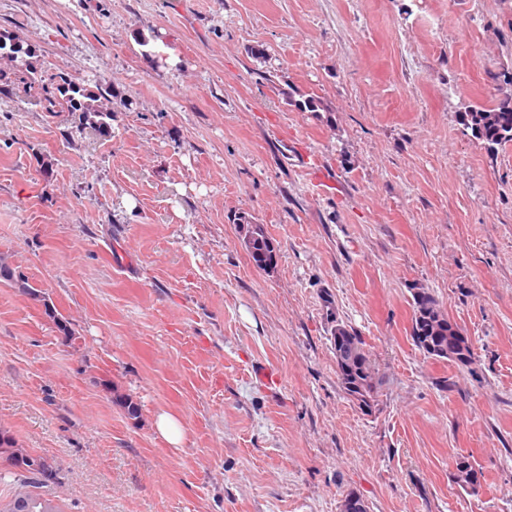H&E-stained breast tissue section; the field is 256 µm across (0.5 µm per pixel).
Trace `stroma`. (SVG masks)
I'll return each instance as SVG.
<instances>
[{"label":"stroma","mask_w":512,"mask_h":512,"mask_svg":"<svg viewBox=\"0 0 512 512\" xmlns=\"http://www.w3.org/2000/svg\"><path fill=\"white\" fill-rule=\"evenodd\" d=\"M0 34L123 98L103 137L0 95V258L39 290L0 280V429L58 468L62 512H512V145L460 121L512 101V0H0ZM416 288L469 366L413 344ZM250 223L246 219L238 223L245 249L258 269L270 270L276 264L277 247L264 225ZM337 336L348 337L347 354L352 359V363L349 364L351 370L346 369L336 360V374L341 388L351 401L352 395L357 394L363 403L372 404L375 407L378 402L379 377L364 341L352 328L336 323L334 336L331 338L335 358ZM157 431L170 444L179 445L183 439V428L180 422L171 415H159L156 420Z\"/></svg>","instance_id":"35a3bbf8"}]
</instances>
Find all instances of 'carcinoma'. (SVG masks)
Listing matches in <instances>:
<instances>
[{
    "label": "carcinoma",
    "instance_id": "1",
    "mask_svg": "<svg viewBox=\"0 0 512 512\" xmlns=\"http://www.w3.org/2000/svg\"><path fill=\"white\" fill-rule=\"evenodd\" d=\"M11 58L25 60L28 67V88L39 87L47 111L60 107L70 112H80L91 121L99 134L109 135L111 129L113 101L118 94L105 80L92 83H80L72 79L64 70L44 77L32 58L35 53L25 51L23 44L0 38V52ZM461 122L472 137L481 141L487 150L494 152L499 147L512 142V103L504 101L490 108L470 109L461 113ZM239 232L245 249L252 262L260 270H269L276 264L277 247L269 237L264 225L252 224L247 220L238 223ZM0 279L13 282L27 294L34 293V288L26 281L16 277L13 269L0 262ZM411 338L414 345L425 355L436 360H446L466 366L472 362L473 351L468 340L458 338V327L452 324L442 311L439 303L429 292L420 288L414 292ZM46 315L53 320L57 329L70 339H76V333L70 323L59 316L55 307L44 303ZM348 337L347 354L352 359L350 368L336 364L338 381L347 396L357 394L367 405H377L379 377L371 355L365 343L353 329L344 324H336L334 336ZM104 389L111 395L112 401L121 405L129 418H139L140 408L129 395L121 394L110 381L103 382ZM55 467L41 456L19 447L12 435L0 430V482L13 486L14 495L24 491L31 503L30 512H41L42 504L51 505L50 512H62L53 505L48 493H36L31 488L48 489L56 483ZM482 477L467 459L456 460L455 481L464 488L474 486L475 480Z\"/></svg>",
    "mask_w": 512,
    "mask_h": 512
}]
</instances>
